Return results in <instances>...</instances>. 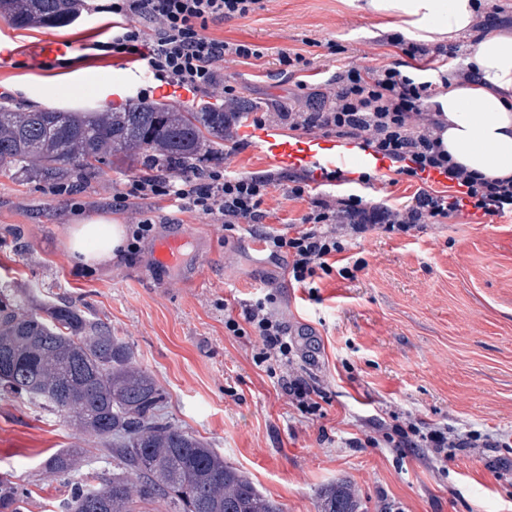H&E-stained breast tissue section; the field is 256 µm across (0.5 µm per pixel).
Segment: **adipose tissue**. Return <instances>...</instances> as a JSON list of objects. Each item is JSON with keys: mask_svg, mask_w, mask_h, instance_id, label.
Masks as SVG:
<instances>
[{"mask_svg": "<svg viewBox=\"0 0 512 512\" xmlns=\"http://www.w3.org/2000/svg\"><path fill=\"white\" fill-rule=\"evenodd\" d=\"M365 9L398 18L410 36L435 41L469 32L477 0H366ZM468 63L476 83L453 85L432 97L448 118L444 148L467 170L490 177L512 176V37L490 35L475 44ZM126 225L96 214L70 225L68 258L84 268L123 255Z\"/></svg>", "mask_w": 512, "mask_h": 512, "instance_id": "adipose-tissue-1", "label": "adipose tissue"}]
</instances>
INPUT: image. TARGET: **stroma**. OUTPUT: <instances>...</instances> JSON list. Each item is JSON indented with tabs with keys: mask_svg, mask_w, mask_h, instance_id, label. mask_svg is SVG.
<instances>
[{
	"mask_svg": "<svg viewBox=\"0 0 512 512\" xmlns=\"http://www.w3.org/2000/svg\"><path fill=\"white\" fill-rule=\"evenodd\" d=\"M84 2L86 13L66 28L15 29L0 19V42L15 50L0 66L1 104L42 109L45 88L56 84L66 93L53 108L93 112L87 86L140 73L137 62L93 50L112 16L100 10L108 0ZM398 30L397 20L346 0H268L265 10L210 25L208 33L263 50L257 64L226 70L241 98L262 106L303 95L297 77L283 71L281 50H304L315 83L341 59L376 65L375 38ZM47 40L70 53L62 60L37 55ZM220 161L272 176L266 206L273 230L287 231L306 210L288 195V168L257 148L198 159L202 166ZM127 175L115 166L85 180L83 205L75 208L45 196L40 178L0 170V286L75 302L111 326L163 392L165 419L207 442L282 512H318L319 489L341 480L366 512H512V213L476 222L467 205L414 237L368 234L347 252L365 263L356 280L325 275L312 294L291 282L285 261L245 226L227 230L189 212L169 224L157 200L114 210L112 190ZM421 187L439 196L456 191L438 176L423 183L387 169L370 178L371 195L399 202ZM142 209L161 222L137 254L89 271L70 263V224L107 213L128 225ZM186 227L193 238L184 266H160L157 241ZM265 293L288 325L295 370L327 395L324 417L302 414L278 375L255 364L257 337L224 327L225 314L239 315L242 303ZM411 421L445 428L452 438L489 435L498 445L452 449L443 464L430 449L390 443L394 425ZM367 435L377 447H352V438ZM60 448L89 451L67 481L45 465ZM111 465L94 435L0 390V472L30 489L25 512H60L72 482Z\"/></svg>",
	"mask_w": 512,
	"mask_h": 512,
	"instance_id": "stroma-1",
	"label": "stroma"
}]
</instances>
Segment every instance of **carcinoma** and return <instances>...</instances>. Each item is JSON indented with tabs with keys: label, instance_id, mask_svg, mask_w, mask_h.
<instances>
[{
	"label": "carcinoma",
	"instance_id": "obj_1",
	"mask_svg": "<svg viewBox=\"0 0 512 512\" xmlns=\"http://www.w3.org/2000/svg\"><path fill=\"white\" fill-rule=\"evenodd\" d=\"M83 0H0L18 29L64 28ZM224 113L181 112L140 102L117 112H16L0 105V169L45 180L92 176L102 167L177 157L188 161L224 145ZM0 388L92 432L112 453L96 483H74L62 512H281L207 442L157 414L163 395L110 326L71 302L0 299ZM80 448H61L49 469L68 476ZM29 490L0 474V512H23ZM351 485L319 493L318 512H360Z\"/></svg>",
	"mask_w": 512,
	"mask_h": 512
}]
</instances>
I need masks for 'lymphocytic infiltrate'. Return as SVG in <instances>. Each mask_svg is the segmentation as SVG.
Wrapping results in <instances>:
<instances>
[{"instance_id":"lymphocytic-infiltrate-1","label":"lymphocytic infiltrate","mask_w":512,"mask_h":512,"mask_svg":"<svg viewBox=\"0 0 512 512\" xmlns=\"http://www.w3.org/2000/svg\"><path fill=\"white\" fill-rule=\"evenodd\" d=\"M265 0H112L117 20L107 41L94 43L97 51L133 53L160 83L219 95L235 105L236 87L223 70L229 63L261 59V49L246 43H229L208 33L211 24L247 17L264 9ZM382 44L413 59L411 70L400 62L375 67L348 63L324 82V88L307 95L304 104L280 105L252 117L254 126L287 123L300 134L336 138L371 150L373 155L402 163L403 174L416 177L439 173L455 183L459 197L450 199L420 189L399 205L380 197L357 193L308 196L307 177L295 178L289 196L308 198L298 230L274 232L266 222L264 206L272 186L270 178L246 176L221 165L160 167L152 174H134L112 195L123 206L132 198L171 201L176 212H190L214 224L250 225L266 249L282 255L293 280L313 288L318 274L338 273L355 280L363 263L334 268L331 256L346 251L353 240L370 232L412 236L426 225L438 223L470 203L494 216L512 208V178H492L467 171L443 149L441 133L448 122L429 101L436 86L475 81L473 70L458 58L455 44H429L399 34H387ZM272 295L244 304L240 318L225 317L232 335L251 328L259 339L256 364L280 370L282 389L290 402L307 414L320 410L318 390L293 367L288 326L270 309ZM473 436L449 441L446 429L417 425L398 429L396 447L428 448L440 462H447L451 447L469 448Z\"/></svg>"}]
</instances>
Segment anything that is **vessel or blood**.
I'll return each instance as SVG.
<instances>
[{"instance_id":"1","label":"vessel or blood","mask_w":512,"mask_h":512,"mask_svg":"<svg viewBox=\"0 0 512 512\" xmlns=\"http://www.w3.org/2000/svg\"><path fill=\"white\" fill-rule=\"evenodd\" d=\"M242 137L259 144L275 162L303 168L320 176L328 172L344 175L353 170H383L384 162L370 154H356L337 149L334 142L322 139H306L291 142L262 132L251 126L243 127ZM190 238L183 232L160 241L155 248L157 261L169 268L181 267L185 261V247Z\"/></svg>"}]
</instances>
